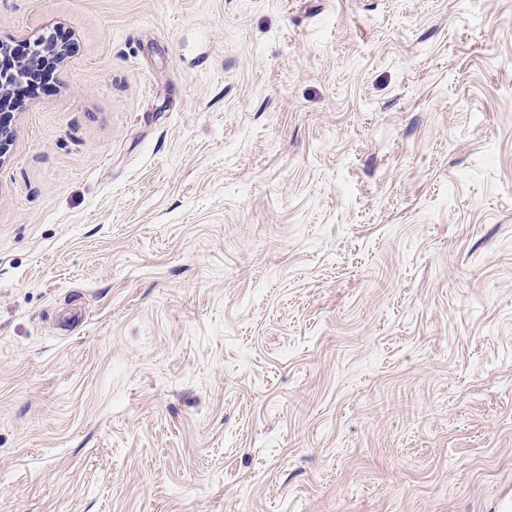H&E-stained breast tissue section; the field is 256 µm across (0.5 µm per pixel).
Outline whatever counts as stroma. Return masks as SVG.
Instances as JSON below:
<instances>
[{"mask_svg": "<svg viewBox=\"0 0 512 512\" xmlns=\"http://www.w3.org/2000/svg\"><path fill=\"white\" fill-rule=\"evenodd\" d=\"M58 33L0 164V512L512 491V0H0Z\"/></svg>", "mask_w": 512, "mask_h": 512, "instance_id": "stroma-1", "label": "stroma"}]
</instances>
